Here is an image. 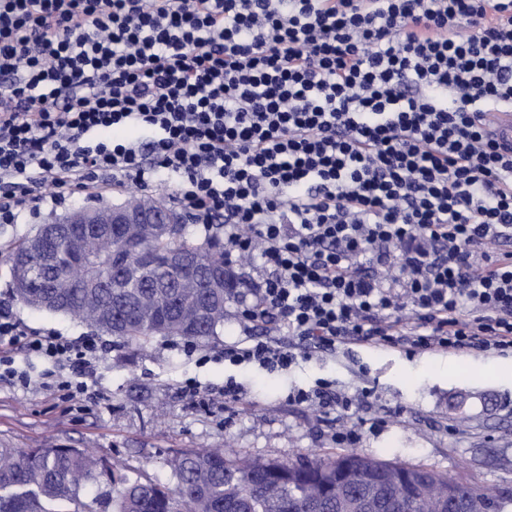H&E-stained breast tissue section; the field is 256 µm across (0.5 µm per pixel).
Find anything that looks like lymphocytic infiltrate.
Returning a JSON list of instances; mask_svg holds the SVG:
<instances>
[{"instance_id":"lymphocytic-infiltrate-1","label":"lymphocytic infiltrate","mask_w":512,"mask_h":512,"mask_svg":"<svg viewBox=\"0 0 512 512\" xmlns=\"http://www.w3.org/2000/svg\"><path fill=\"white\" fill-rule=\"evenodd\" d=\"M512 0H0V223L159 172L264 336L224 348L271 372L349 346L512 351ZM135 128L144 140L108 138ZM287 342H280L279 333ZM99 352L0 307L15 356Z\"/></svg>"}]
</instances>
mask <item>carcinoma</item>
Masks as SVG:
<instances>
[{"instance_id":"obj_1","label":"carcinoma","mask_w":512,"mask_h":512,"mask_svg":"<svg viewBox=\"0 0 512 512\" xmlns=\"http://www.w3.org/2000/svg\"><path fill=\"white\" fill-rule=\"evenodd\" d=\"M88 256L81 262L60 265L45 258L41 273L58 282L56 288H15L14 297L37 310L79 320L124 342L139 345L161 335L188 342L213 336L224 325L225 302L217 317L199 332H183L165 320L169 308L181 298V289L163 259L173 249L199 253L203 264L224 263V247L208 237L197 239L190 225L178 235L144 244L125 254L133 270L120 282L112 281L111 268L117 235L94 225L85 229ZM348 464L357 476L372 474L391 461L353 451L333 457L294 462L258 461L242 464L224 449L186 452L168 461L175 478L172 487L153 481L131 480L112 472L88 448L0 447V512H308L315 495L324 496L323 512H345L336 495V470ZM107 473V489L89 505L81 494ZM409 476L424 484L422 499L407 512H433L436 500L448 489V476L424 466H407ZM456 485L479 504V512H505L512 494L488 491L472 482ZM406 487L363 485L345 492L376 498L384 493L402 498Z\"/></svg>"}]
</instances>
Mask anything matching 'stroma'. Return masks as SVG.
I'll use <instances>...</instances> for the list:
<instances>
[{"label":"stroma","mask_w":512,"mask_h":512,"mask_svg":"<svg viewBox=\"0 0 512 512\" xmlns=\"http://www.w3.org/2000/svg\"><path fill=\"white\" fill-rule=\"evenodd\" d=\"M122 192L90 198L72 189L66 206L23 211L0 224V303L28 328L70 338L96 336L101 349L87 379L90 399L64 403L39 388L0 383V446L87 448L115 473L174 479L166 461L185 452L232 449L237 459L299 460L352 451L367 457L422 465L484 487L512 490V353L409 351L388 347L339 349L271 373L224 361V348L248 338L236 304L224 327L197 341V364L178 338L158 336L146 346L123 343L60 314L30 309L11 291L10 247L33 234L48 215L78 204L108 206ZM196 379L214 401L181 394ZM241 388L237 403H220L227 379ZM334 381L355 401L354 418L289 401L296 388Z\"/></svg>","instance_id":"35a3bbf8"}]
</instances>
